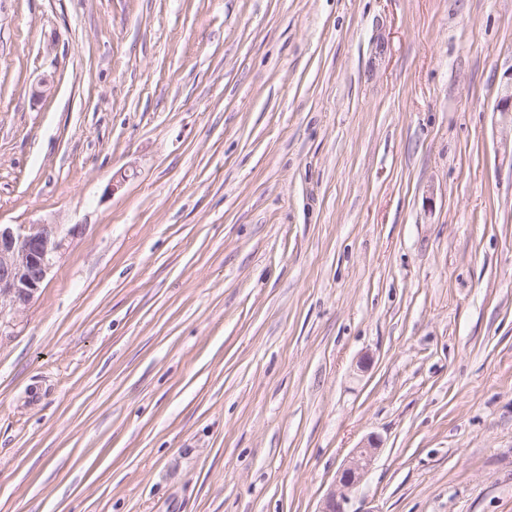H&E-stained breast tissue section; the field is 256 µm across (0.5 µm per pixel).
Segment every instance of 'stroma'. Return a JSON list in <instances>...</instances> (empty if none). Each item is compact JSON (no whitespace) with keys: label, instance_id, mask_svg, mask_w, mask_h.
I'll return each instance as SVG.
<instances>
[{"label":"stroma","instance_id":"stroma-1","mask_svg":"<svg viewBox=\"0 0 512 512\" xmlns=\"http://www.w3.org/2000/svg\"><path fill=\"white\" fill-rule=\"evenodd\" d=\"M510 72L512 0H0V223L83 227L0 512H319L371 436L351 512H512Z\"/></svg>","mask_w":512,"mask_h":512}]
</instances>
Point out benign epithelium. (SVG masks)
<instances>
[{
  "label": "benign epithelium",
  "mask_w": 512,
  "mask_h": 512,
  "mask_svg": "<svg viewBox=\"0 0 512 512\" xmlns=\"http://www.w3.org/2000/svg\"><path fill=\"white\" fill-rule=\"evenodd\" d=\"M497 111L512 112V73L501 86ZM81 230L79 224H0V329L13 326L30 308L68 241L78 237ZM378 449L372 438L353 450L320 512H350L349 493L363 481Z\"/></svg>",
  "instance_id": "obj_1"
}]
</instances>
